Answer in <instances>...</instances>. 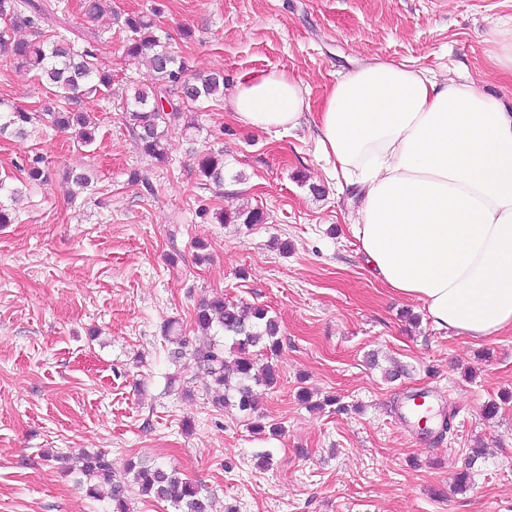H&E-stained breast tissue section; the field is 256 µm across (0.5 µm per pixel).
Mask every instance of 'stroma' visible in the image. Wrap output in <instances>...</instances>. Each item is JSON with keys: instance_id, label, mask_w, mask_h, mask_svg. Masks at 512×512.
<instances>
[{"instance_id": "stroma-1", "label": "stroma", "mask_w": 512, "mask_h": 512, "mask_svg": "<svg viewBox=\"0 0 512 512\" xmlns=\"http://www.w3.org/2000/svg\"><path fill=\"white\" fill-rule=\"evenodd\" d=\"M46 4L47 22L17 39L74 36L112 87L74 106L98 127L92 146L45 121L22 141L0 136V181L24 188L0 224V512H109L79 484L86 451L105 452L117 475L136 458L177 469L214 512H512V332L451 336L392 293L359 252L349 195L329 179L312 123L249 127L230 104L241 81L283 71L316 108L376 57L475 80L512 104L495 41L512 0H108L89 42L79 0ZM155 8L191 73L224 75L223 96L172 122L162 163L142 153L126 115L153 75L122 54L125 16ZM51 99L0 49V100L39 112ZM190 120L201 127L192 146L181 138ZM199 152L223 154V186L202 180ZM33 155L48 175L31 183L22 161ZM75 171L90 187L73 191ZM246 206L265 222H219ZM217 293L280 323L278 383L259 389L257 407L279 435L214 407L171 356L167 321L198 343L196 306ZM394 361L406 373L390 382ZM429 391L444 405L408 436L399 416ZM490 401L499 411L488 421ZM478 445L488 453L472 486L455 492Z\"/></svg>"}]
</instances>
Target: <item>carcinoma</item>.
<instances>
[{"mask_svg":"<svg viewBox=\"0 0 512 512\" xmlns=\"http://www.w3.org/2000/svg\"><path fill=\"white\" fill-rule=\"evenodd\" d=\"M152 14L131 13L123 26L129 36L123 45L125 57L145 63L154 74V83L147 89L135 90L129 104V119L140 149L163 161L166 158L169 123L191 105L224 95V75L213 72L191 74L186 61L170 47L169 35L162 33ZM43 7L36 0H0V19L12 28L35 27L44 19ZM13 45L20 64L35 72L46 82L56 101L73 104L81 96L107 89L112 85V73L100 63L90 49H75L65 41L11 43L7 30L0 31V46ZM47 115L61 130L75 129L78 141L90 145L95 141V126L81 112L60 108L43 114L24 108L0 110V135L24 138L33 121ZM200 175L206 180L224 183V158L219 154L197 155ZM264 212L259 208L226 211L221 222H237L247 226L261 224ZM195 325L206 340L191 346L181 336L171 337L178 345L173 351L184 368L196 370L203 378L205 389L213 394V403L222 407L230 404L240 412L252 415L256 410L257 393L261 387L277 384L278 369L272 363L256 368L254 348L277 354L280 325L276 318L259 306H238L224 301L217 294L202 299L195 313ZM485 449L472 448L467 463L457 476V485L465 489L471 483L475 462L484 457ZM80 473L85 477L87 495L95 500H107L112 512H130L129 488L138 487L143 496L170 502L176 512H212L209 496L198 485L178 476L177 470L139 460L128 464L126 476L112 474L111 463L101 451L83 456Z\"/></svg>","mask_w":512,"mask_h":512,"instance_id":"carcinoma-1","label":"carcinoma"}]
</instances>
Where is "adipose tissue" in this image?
<instances>
[{"label":"adipose tissue","mask_w":512,"mask_h":512,"mask_svg":"<svg viewBox=\"0 0 512 512\" xmlns=\"http://www.w3.org/2000/svg\"><path fill=\"white\" fill-rule=\"evenodd\" d=\"M231 105L256 128L312 118L330 177L359 198L360 252L437 329L473 340L512 331V107L472 81L380 59L338 79L316 109L282 72L245 79Z\"/></svg>","instance_id":"1"}]
</instances>
